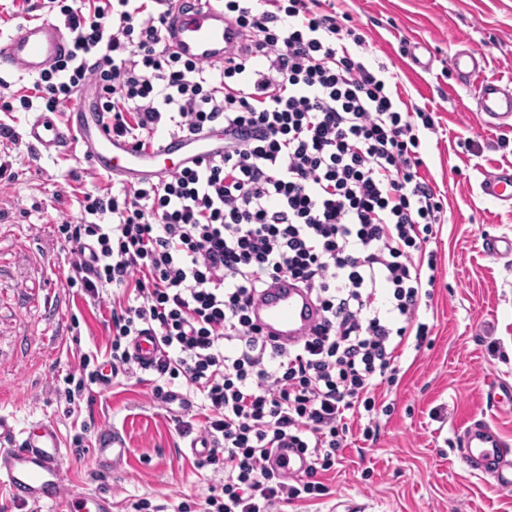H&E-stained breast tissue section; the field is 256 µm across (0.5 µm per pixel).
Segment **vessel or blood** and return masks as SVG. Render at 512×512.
<instances>
[{"label":"vessel or blood","mask_w":512,"mask_h":512,"mask_svg":"<svg viewBox=\"0 0 512 512\" xmlns=\"http://www.w3.org/2000/svg\"><path fill=\"white\" fill-rule=\"evenodd\" d=\"M247 43L235 23L225 18L222 0H202L190 10L182 9L181 0H170L164 32V45L180 56L215 66L234 56ZM71 34L49 19L31 21L15 34L0 36V70H17L35 77L65 56ZM453 67L463 83L471 87L480 123L512 127V81L488 79L483 75L486 61L468 49L457 50ZM24 140L35 154L60 153L72 140H80L83 156L95 170L112 174L128 186L145 180H161L173 166H192L199 161L222 156L223 131L192 137L170 136L158 145L138 150L113 138L103 121L97 93L92 88L80 90L65 114L39 112L27 122ZM486 198L512 204V165L506 164L485 173L479 184ZM250 316L264 336L282 345L305 336L319 320V312L304 288L282 276L271 281L262 297L252 305ZM459 451L466 465L488 475L498 489H512V458L504 441L489 423L474 421L458 433ZM95 451L101 473L122 468L129 450L117 432L98 434ZM59 429L50 419L20 429L8 417L0 415V483L8 486L19 507L56 505L62 512L78 507L85 512H111L108 500L67 490ZM271 465L283 478L296 480L309 467L306 455L294 448L274 449Z\"/></svg>","instance_id":"b4317fda"}]
</instances>
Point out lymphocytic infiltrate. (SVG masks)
Masks as SVG:
<instances>
[{
    "mask_svg": "<svg viewBox=\"0 0 512 512\" xmlns=\"http://www.w3.org/2000/svg\"><path fill=\"white\" fill-rule=\"evenodd\" d=\"M73 33L66 56L17 102L55 112L95 84L113 136L138 148L161 134L224 128V154L158 183L83 193L86 220L57 235L69 246L68 285L110 309L113 374L143 369L155 395L182 378L204 421L176 418L180 436L208 449L197 469H223L199 512H275L322 497L318 473L344 448L349 414L376 436L377 390L395 382L406 347L430 332L418 318L438 279L428 244L443 204L421 176L410 108L344 44L334 0H224L249 43L215 69L162 49L168 0H42ZM285 276L310 293L320 319L296 344L272 343L249 309ZM158 356L143 365L134 337ZM297 448L306 478L269 467Z\"/></svg>",
    "mask_w": 512,
    "mask_h": 512,
    "instance_id": "1",
    "label": "lymphocytic infiltrate"
}]
</instances>
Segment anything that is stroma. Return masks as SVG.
I'll list each match as a JSON object with an SVG mask.
<instances>
[{
    "label": "stroma",
    "mask_w": 512,
    "mask_h": 512,
    "mask_svg": "<svg viewBox=\"0 0 512 512\" xmlns=\"http://www.w3.org/2000/svg\"><path fill=\"white\" fill-rule=\"evenodd\" d=\"M335 8L338 22L364 39L349 52L387 67L404 100L433 115L419 151L421 174L445 206L436 240L441 275L419 310L430 344L406 350L397 383L383 386L392 413L380 416L377 441L365 442L354 423L341 465L320 477L326 494L288 512H333L341 501L354 512H512V491L469 469L456 445L458 431L476 420L512 444V404L485 398L489 383L512 386V256L484 249L487 237L512 236V207L479 189L484 173L512 164V127L480 124L471 90L450 65L467 48L485 57L486 77L512 79V0H336ZM413 53L420 65L410 62ZM10 153L19 178L0 181V414L20 427L52 417L67 450L69 489L109 493L112 512L132 499L170 506L204 496L224 472L195 468L172 409L153 394L152 374H121L109 387L93 386L90 401L66 402L81 357L110 358L112 295L94 306L68 287L57 226L80 220L77 195L102 180L74 143L37 157L20 139ZM111 428L131 453L104 477L91 445Z\"/></svg>",
    "instance_id": "35a3bbf8"
}]
</instances>
